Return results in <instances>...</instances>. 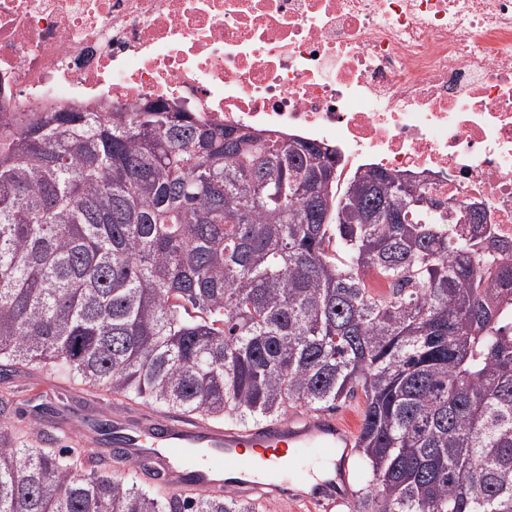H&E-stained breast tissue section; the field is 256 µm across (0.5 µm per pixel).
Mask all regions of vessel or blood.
<instances>
[{
	"instance_id": "vessel-or-blood-1",
	"label": "vessel or blood",
	"mask_w": 512,
	"mask_h": 512,
	"mask_svg": "<svg viewBox=\"0 0 512 512\" xmlns=\"http://www.w3.org/2000/svg\"><path fill=\"white\" fill-rule=\"evenodd\" d=\"M112 429L121 440L114 446L117 461L147 460L167 486L181 491L230 490L248 496L336 504L350 491H337L336 480H315L302 474L301 491L269 482L270 471H291L295 448L319 449L335 462L338 448H351L353 434L341 422L321 415L303 420L288 417L256 428L228 429L204 420H183L152 410H137L134 418L116 417Z\"/></svg>"
}]
</instances>
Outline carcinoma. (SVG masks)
I'll use <instances>...</instances> for the list:
<instances>
[{
    "instance_id": "1",
    "label": "carcinoma",
    "mask_w": 512,
    "mask_h": 512,
    "mask_svg": "<svg viewBox=\"0 0 512 512\" xmlns=\"http://www.w3.org/2000/svg\"><path fill=\"white\" fill-rule=\"evenodd\" d=\"M0 118V372L250 428L360 393L349 512H512V242L325 143L148 104ZM374 274L387 285L370 288ZM0 427V512H263Z\"/></svg>"
}]
</instances>
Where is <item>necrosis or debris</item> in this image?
I'll return each mask as SVG.
<instances>
[{"label": "necrosis or debris", "instance_id": "obj_1", "mask_svg": "<svg viewBox=\"0 0 512 512\" xmlns=\"http://www.w3.org/2000/svg\"><path fill=\"white\" fill-rule=\"evenodd\" d=\"M145 101L427 176L512 241V0H0V112Z\"/></svg>", "mask_w": 512, "mask_h": 512}]
</instances>
